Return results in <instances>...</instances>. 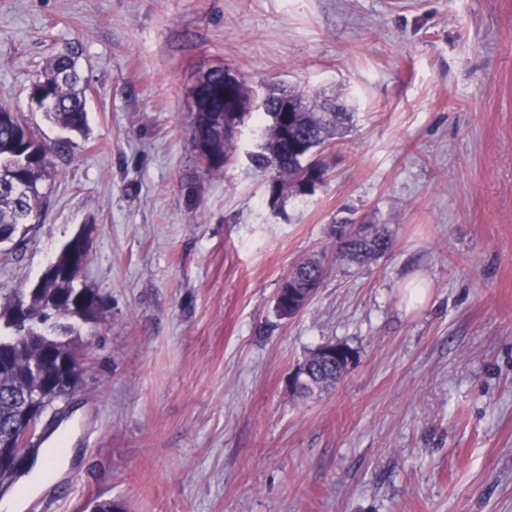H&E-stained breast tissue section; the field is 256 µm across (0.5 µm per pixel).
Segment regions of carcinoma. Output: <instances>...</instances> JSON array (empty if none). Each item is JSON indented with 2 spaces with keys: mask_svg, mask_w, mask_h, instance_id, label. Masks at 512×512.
Instances as JSON below:
<instances>
[{
  "mask_svg": "<svg viewBox=\"0 0 512 512\" xmlns=\"http://www.w3.org/2000/svg\"><path fill=\"white\" fill-rule=\"evenodd\" d=\"M75 61L62 55L49 63L42 78L33 82L31 92L43 95L47 116L59 127L71 132H82L86 127L85 89ZM224 88L222 70L214 71L209 84L194 89L199 97L203 115L194 120L192 144L206 143L220 152L221 159L208 163L209 169L219 171L234 151L236 135L219 134L218 127L224 114ZM286 95L303 104V122L308 126L307 145L299 152L288 146L279 135V97ZM331 105L320 103L307 91L299 88L268 90L264 106L257 112L255 134L258 138L254 150L248 153L252 168L267 172L275 180L279 193L293 195L295 180L313 165L310 157L351 120L344 106L330 111ZM50 150L36 140L17 112L0 103V183L10 177L25 179L33 192L16 198L0 189V232L11 233L19 227L39 222L42 194L39 184L50 176L52 163ZM392 239L381 231L368 241L358 232L345 233V225L336 230V257L356 265H364L389 251ZM323 274L320 263L309 259L296 264L288 277L303 286L318 283ZM102 298L80 279L79 272L54 277L42 287L20 290L0 300V428L13 420L14 400L42 389L56 372L57 362L77 356L73 336L76 323L99 318ZM312 385H304L293 392L297 398H308L327 390L343 377L336 365L318 364L311 368Z\"/></svg>",
  "mask_w": 512,
  "mask_h": 512,
  "instance_id": "carcinoma-1",
  "label": "carcinoma"
}]
</instances>
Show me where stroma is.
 <instances>
[{
  "mask_svg": "<svg viewBox=\"0 0 512 512\" xmlns=\"http://www.w3.org/2000/svg\"><path fill=\"white\" fill-rule=\"evenodd\" d=\"M63 54L81 133L29 102ZM214 66L353 110L314 194L272 202L249 122L222 173L200 163L191 91ZM0 101L67 142L42 222L0 244V298L87 228L104 300L58 404L77 452L24 512H512V0H0ZM345 221L393 248L337 260ZM311 258L321 285L278 318ZM339 341L356 363L293 398ZM323 274L320 263L314 259H309L296 264L286 277L291 278L297 284L303 286L321 281Z\"/></svg>",
  "mask_w": 512,
  "mask_h": 512,
  "instance_id": "obj_1",
  "label": "stroma"
}]
</instances>
